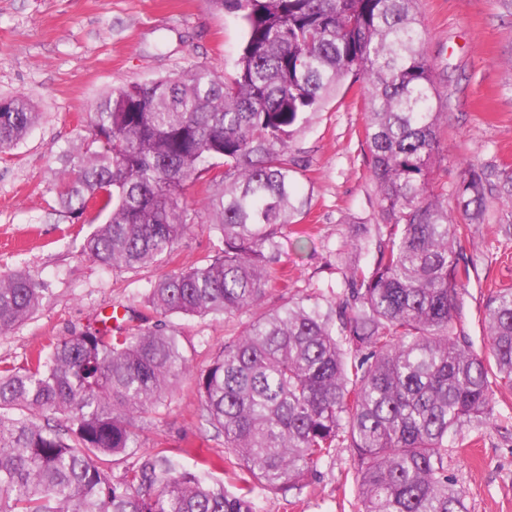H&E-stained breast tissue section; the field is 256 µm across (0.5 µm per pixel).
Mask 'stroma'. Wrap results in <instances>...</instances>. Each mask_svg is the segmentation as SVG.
I'll use <instances>...</instances> for the list:
<instances>
[{
	"instance_id": "obj_1",
	"label": "stroma",
	"mask_w": 512,
	"mask_h": 512,
	"mask_svg": "<svg viewBox=\"0 0 512 512\" xmlns=\"http://www.w3.org/2000/svg\"><path fill=\"white\" fill-rule=\"evenodd\" d=\"M415 11L443 114L436 181L454 188L470 163L499 180L512 176V0H416ZM244 36L240 18L213 0H0V96L24 94L40 114L27 139L0 155V274L25 271L44 290L37 313L0 336L1 364L25 365L48 339L92 324L97 314L141 310L162 274L204 263L222 248L220 233L202 217L162 265L102 266L81 252L83 237L98 223L95 212H67L56 184L60 154L87 136L95 103L112 87L192 65L232 77ZM364 112L362 85L342 86L295 137L292 155L308 211L280 239L285 275L269 287L262 309L291 297L343 292L347 267L370 262L356 248L359 225L379 220ZM488 207V221L471 225L461 259L470 279L459 292L457 328L478 351L486 342L488 294L512 287V240L499 231L512 208L497 200ZM252 317L249 311L229 319L173 315L166 324L199 369ZM200 413L194 381L185 377L145 424L138 451L108 461L113 478L158 453L187 466L199 455L222 457L224 439L202 425ZM452 444L448 477L465 490L468 512H512V393L497 394L490 419L463 426ZM255 507L356 512L349 449H337L299 493L256 492Z\"/></svg>"
}]
</instances>
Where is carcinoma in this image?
I'll return each mask as SVG.
<instances>
[{
  "label": "carcinoma",
  "instance_id": "obj_1",
  "mask_svg": "<svg viewBox=\"0 0 512 512\" xmlns=\"http://www.w3.org/2000/svg\"><path fill=\"white\" fill-rule=\"evenodd\" d=\"M246 28L235 75L196 66L112 88L90 132L65 153L59 190L71 213L107 214L83 238L105 267L163 261L194 227L187 190L224 168L202 203L223 248L159 278L146 307L167 317L232 316L260 305L280 279L282 230L305 213L291 142L349 79L367 90L364 137L381 223L361 225L367 266L322 305L290 299L259 312L196 372L174 329L88 325L50 341L23 367L0 365V512H254L256 491L302 489L352 451L358 512H466L448 482V437L489 417L512 392V288L485 304V351L458 332L466 229L495 197L473 164L454 190L441 157L434 76L415 0H213ZM0 153L39 119L23 94L5 97ZM42 289L0 276V335L34 315ZM191 375L201 420L224 435L232 492L203 458L186 469L153 455L119 479L97 459L140 447L141 426Z\"/></svg>",
  "mask_w": 512,
  "mask_h": 512
}]
</instances>
